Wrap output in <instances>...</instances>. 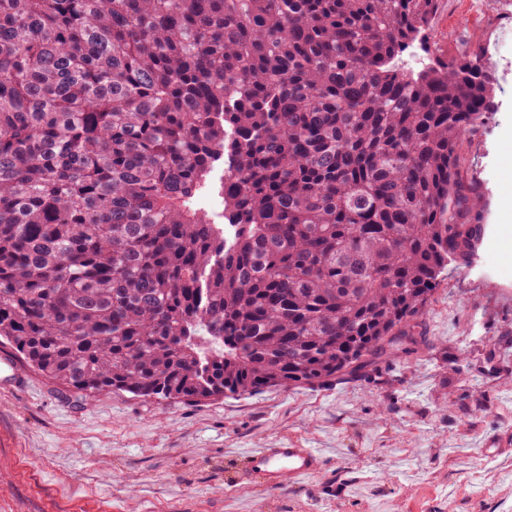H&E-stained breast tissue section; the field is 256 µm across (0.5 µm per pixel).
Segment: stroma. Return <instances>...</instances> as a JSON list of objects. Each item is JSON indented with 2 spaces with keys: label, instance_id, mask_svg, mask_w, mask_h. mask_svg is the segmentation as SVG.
Here are the masks:
<instances>
[{
  "label": "stroma",
  "instance_id": "stroma-1",
  "mask_svg": "<svg viewBox=\"0 0 512 512\" xmlns=\"http://www.w3.org/2000/svg\"><path fill=\"white\" fill-rule=\"evenodd\" d=\"M512 51L474 0H438L424 40L399 57L420 71L484 40ZM495 108L469 137L487 233L468 271L442 274L423 342L366 378L170 404L105 390L87 398L35 370L0 382V512H512V450L482 457L477 439H512V54ZM293 444L330 457L316 477L269 489L243 478L240 452Z\"/></svg>",
  "mask_w": 512,
  "mask_h": 512
}]
</instances>
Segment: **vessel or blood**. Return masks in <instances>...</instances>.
Returning a JSON list of instances; mask_svg holds the SVG:
<instances>
[{"mask_svg":"<svg viewBox=\"0 0 512 512\" xmlns=\"http://www.w3.org/2000/svg\"><path fill=\"white\" fill-rule=\"evenodd\" d=\"M245 476L261 477L269 488L288 480H306L320 472L326 459L318 448H254L244 456Z\"/></svg>","mask_w":512,"mask_h":512,"instance_id":"vessel-or-blood-1","label":"vessel or blood"}]
</instances>
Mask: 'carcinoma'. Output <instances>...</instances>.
<instances>
[{
    "mask_svg": "<svg viewBox=\"0 0 512 512\" xmlns=\"http://www.w3.org/2000/svg\"><path fill=\"white\" fill-rule=\"evenodd\" d=\"M437 0H0V338L86 394L323 385L417 343L497 66Z\"/></svg>",
    "mask_w": 512,
    "mask_h": 512,
    "instance_id": "1",
    "label": "carcinoma"
}]
</instances>
